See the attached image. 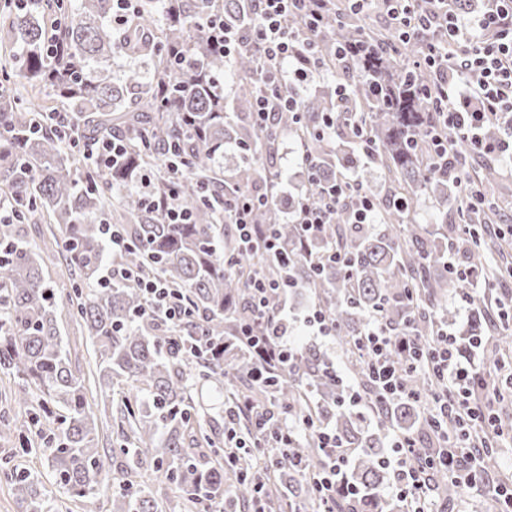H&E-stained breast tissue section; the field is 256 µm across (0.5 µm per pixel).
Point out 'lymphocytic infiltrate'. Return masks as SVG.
Here are the masks:
<instances>
[{
	"instance_id": "obj_1",
	"label": "lymphocytic infiltrate",
	"mask_w": 512,
	"mask_h": 512,
	"mask_svg": "<svg viewBox=\"0 0 512 512\" xmlns=\"http://www.w3.org/2000/svg\"><path fill=\"white\" fill-rule=\"evenodd\" d=\"M385 23L396 42L415 39L426 42L423 62L433 75L427 88L434 110L442 119L431 135L433 169L449 164L458 139L470 140L477 154L496 157L507 152L508 142H487L481 137L485 125L500 113L512 112V0H486L484 11L475 19L462 21L453 9V0H382ZM329 0H253V17L246 30L229 29L219 13L203 16L200 28L208 31L216 46L226 55L245 49L256 50L258 73L263 85L254 100V119L260 129H269L278 113L302 109L301 92L320 77L323 62L310 35L324 25ZM299 20L300 29L289 28V18ZM352 176H341L337 183L319 190L318 202L299 200L291 211L292 223L316 233L331 223L337 211L348 208L354 224L373 223L376 204L356 198ZM268 192L257 189L224 200V221L234 226L241 247L251 251H275L279 245L273 232L257 226L256 211L269 203ZM135 279L142 290L148 311L169 330H177L190 312L183 295L157 275L133 278L129 269L112 264L108 281ZM252 319L240 328L252 343L260 364L287 363L293 346L284 328L286 309L271 313L268 305L281 283L256 272L248 282ZM413 352L418 341L412 330L392 336L379 316H372L359 348L368 362L369 375L380 401L405 398L410 394L389 357L392 346ZM428 369L445 381L446 391L431 399L428 423L435 429L449 423L467 428L468 440H448L438 454L427 455L412 438L402 436L393 443V453L385 465L391 468L397 497L409 512H430L435 488L430 469L447 471L461 491H469L485 482L486 472L478 459L484 453L472 421H485L499 390L482 373L457 361L455 339L451 334L438 336L425 352ZM312 435L323 449L326 463L314 479L322 500H330L342 482L349 458L341 444L326 427L312 428Z\"/></svg>"
}]
</instances>
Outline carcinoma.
<instances>
[{
	"label": "carcinoma",
	"mask_w": 512,
	"mask_h": 512,
	"mask_svg": "<svg viewBox=\"0 0 512 512\" xmlns=\"http://www.w3.org/2000/svg\"><path fill=\"white\" fill-rule=\"evenodd\" d=\"M113 0H42L29 10L15 4L0 14V47L17 60L20 71L0 72V200L16 213L0 222V371L18 379L15 400L30 409L21 426L3 422V435L25 445L29 426L44 433L40 451L54 468L56 485L74 497L98 494L104 483V457L97 419L89 410L85 377L73 366L58 320V300L40 254L26 243L31 219L60 226L51 243L72 280L70 318L94 347L99 379L121 387L115 409L119 438L111 452L129 470H149L172 485L183 512H289L292 502L319 506L312 475L324 452L307 437L295 441L291 455L308 467L288 486V461L276 470H254L256 449L224 447L218 422L203 424L201 400L222 404L248 401L255 408L271 403L282 415L328 425L347 448L357 449L349 463L350 495L336 489L335 512H389L380 497L386 469L379 459L385 439L396 430L415 434L429 429L422 415L439 383L407 353L392 356L415 397L384 403L378 411L367 363L349 361V372L364 389L365 407L377 411L376 429H363L344 406L346 386L331 361L314 347L299 351L291 363L257 375L254 348L238 336L250 319L246 282L260 268L270 279L281 275L276 258L243 250L224 238V195L265 188L273 196L257 212L259 224L274 229L288 251V274L327 311L345 352H356L368 320L377 313L392 328L409 324L423 344L433 343L444 328L440 311L448 288L463 287L450 273L448 253L459 239L453 224L431 228L411 217L417 197L431 192L446 203L454 188L448 170L429 168L428 132L434 120L429 101L420 94L430 82L426 69H412L415 43L402 45L397 59L386 30L351 20L336 27L329 19L312 36L333 77L319 95L303 96L300 115L279 114L275 132L267 134L253 120L260 83L257 59L246 51L233 57L236 90L224 96L223 53L198 26L218 10L229 23L246 29L251 0H135L124 18L110 25ZM361 40L376 48L349 71L336 63V39ZM350 86V99L364 117L372 152L362 156L357 133L336 121L332 136H321L323 119L340 111L336 87ZM382 86L387 100L370 94ZM53 91L52 105L33 99ZM297 138L320 162L316 175L331 183L347 170L361 192L378 202L379 224L349 223L347 211L336 213L313 236L286 214L298 196L282 193V175L255 157L272 156L281 136ZM128 139L127 153L101 172L92 168L79 143ZM179 146L177 162L188 174L175 179L163 171L171 158L167 147ZM235 150L224 162L226 147ZM386 170V192L364 184L370 167ZM152 169L162 175L151 183L154 200L139 188ZM115 202L105 210L104 191ZM177 197L191 212L188 224L171 223L160 199ZM123 227L130 246L114 261L143 275H160L180 289L193 315L180 332L170 333L142 313L144 298L129 282L99 287L108 255L101 215ZM470 267L489 280L512 268L487 264L486 223L464 229ZM333 249L346 264L316 265ZM43 397L33 401L32 391ZM273 417L257 428L254 414L243 410L234 430L269 439ZM120 472L121 492L108 512H159L157 500ZM15 496L28 512H57L53 498L31 474L12 476Z\"/></svg>",
	"instance_id": "cac0c4a2"
}]
</instances>
